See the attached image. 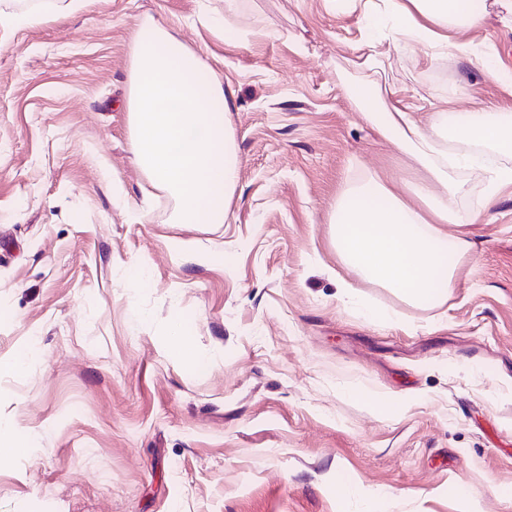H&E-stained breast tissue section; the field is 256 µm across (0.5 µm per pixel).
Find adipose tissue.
<instances>
[{
  "mask_svg": "<svg viewBox=\"0 0 512 512\" xmlns=\"http://www.w3.org/2000/svg\"><path fill=\"white\" fill-rule=\"evenodd\" d=\"M485 13V0H404L395 11L393 42L411 37L437 40L443 28L464 29ZM377 131L412 157L430 175L415 186L417 205H410L381 182L353 189L339 199L332 234L337 254L349 278L343 281L340 301H356L354 280L388 289L403 301L421 308L447 302L456 286L458 269L471 251L465 228L471 222L457 206L455 175L464 169L483 171L488 195L512 184V167L489 164L472 153L443 152L422 131L410 113L399 108L367 114ZM459 141L489 145L512 156V113L461 112L449 129ZM458 225V235L443 227Z\"/></svg>",
  "mask_w": 512,
  "mask_h": 512,
  "instance_id": "1",
  "label": "adipose tissue"
}]
</instances>
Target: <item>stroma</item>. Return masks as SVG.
<instances>
[{
    "label": "stroma",
    "mask_w": 512,
    "mask_h": 512,
    "mask_svg": "<svg viewBox=\"0 0 512 512\" xmlns=\"http://www.w3.org/2000/svg\"><path fill=\"white\" fill-rule=\"evenodd\" d=\"M433 47L331 0H0V512H512V186L484 205L448 301L357 281L330 220L352 186L424 169L359 95L422 130L511 112L495 4ZM154 21L224 86L239 154L224 224H173L131 150L133 41ZM380 319L366 316V309ZM181 316L200 357L169 347ZM404 401L375 411L357 392Z\"/></svg>",
    "instance_id": "stroma-1"
}]
</instances>
